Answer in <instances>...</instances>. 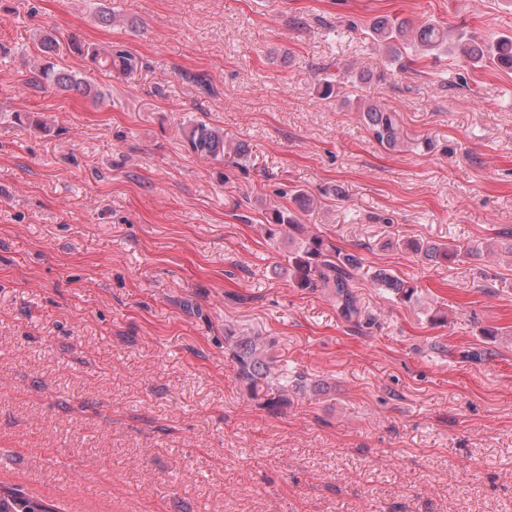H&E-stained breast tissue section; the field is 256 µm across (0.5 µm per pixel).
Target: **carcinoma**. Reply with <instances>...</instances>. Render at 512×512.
Returning a JSON list of instances; mask_svg holds the SVG:
<instances>
[{"instance_id": "cac0c4a2", "label": "carcinoma", "mask_w": 512, "mask_h": 512, "mask_svg": "<svg viewBox=\"0 0 512 512\" xmlns=\"http://www.w3.org/2000/svg\"><path fill=\"white\" fill-rule=\"evenodd\" d=\"M368 36L388 61L405 70L415 62V56L437 57L442 53H455L460 57L480 63L486 60L501 68H512V35L502 34L492 41L478 39L469 31L448 32V27L433 21L415 26L398 16L376 19L368 28ZM69 48L86 56L97 67L123 77L133 76L143 66L134 54L111 46L83 50L82 45L72 42ZM39 52L45 63L34 66L31 86L48 87L62 92H75L81 96L92 95L91 87L77 75L57 67L49 58L59 54L60 42L52 34L39 39ZM373 75L368 70L358 73L340 72L334 79L324 80L317 88L323 98L336 94L338 86L347 83H368ZM361 119L371 138L387 150L408 145L400 114L385 104L365 100L358 107ZM183 141L189 152L201 156L222 159L231 167H241L249 158L245 143L233 141L224 135V129L197 119L182 128ZM267 240L277 243L288 237L287 265L275 269L288 277L294 287L301 290H322L332 297L339 314L347 319H369L361 308L353 290V282L364 269L363 260L353 253H344L317 233H310L292 210L275 209L269 223L263 225ZM403 247L424 262L433 265L454 264L467 257L480 254L481 248L469 243L451 241L447 244L432 240L409 239ZM374 285L403 304L419 300L418 285L378 269L370 274ZM225 348L230 351L237 366V379L245 387L250 399L259 405L279 410L288 406L290 395L303 393L309 387L304 379L288 378V372L275 368L269 355L273 342L264 336L237 335L228 329L224 333ZM313 389L320 388L314 384ZM53 504L33 498L21 490L0 484V512H52Z\"/></svg>"}]
</instances>
